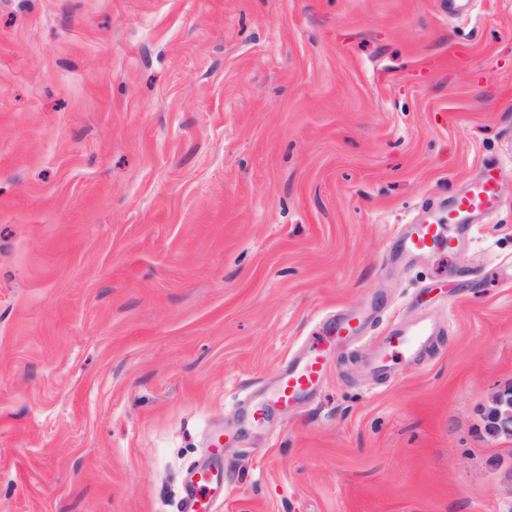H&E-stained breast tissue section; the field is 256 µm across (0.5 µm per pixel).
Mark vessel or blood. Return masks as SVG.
<instances>
[{
  "label": "vessel or blood",
  "mask_w": 512,
  "mask_h": 512,
  "mask_svg": "<svg viewBox=\"0 0 512 512\" xmlns=\"http://www.w3.org/2000/svg\"><path fill=\"white\" fill-rule=\"evenodd\" d=\"M496 180L489 175L473 181L466 192L452 203L447 218L414 225L411 233L401 239V248L408 254H422L436 247L456 251L460 240L472 229L474 217L490 212L498 200ZM362 320L358 315L346 314L334 325L323 328L309 342L304 356L289 364L278 382L271 404L287 408L305 394L317 389L322 380L328 359L340 346L358 339ZM432 329L420 323L407 331L387 336L370 360L374 371L385 372L399 360L414 357L430 340ZM270 404V405H271ZM224 491L220 473L214 472L209 463L198 465L187 484L183 496V512H213L212 503Z\"/></svg>",
  "instance_id": "vessel-or-blood-1"
}]
</instances>
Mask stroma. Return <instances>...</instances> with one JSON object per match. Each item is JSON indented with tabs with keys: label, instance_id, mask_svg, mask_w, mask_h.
Returning a JSON list of instances; mask_svg holds the SVG:
<instances>
[{
	"label": "stroma",
	"instance_id": "35a3bbf8",
	"mask_svg": "<svg viewBox=\"0 0 512 512\" xmlns=\"http://www.w3.org/2000/svg\"><path fill=\"white\" fill-rule=\"evenodd\" d=\"M472 3L0 0V512H180L217 432L216 512H512V0ZM488 167L465 248L402 259ZM362 320L356 314H346L334 325L322 328L307 345L304 356L288 365L282 373L271 398V403L258 406L253 412L254 422L262 424L270 405L287 409L305 394L317 389L323 380L328 359L344 344L360 338ZM432 328L426 323H419L412 329L386 336L385 341L378 346L370 360L374 371L385 372L399 360L414 357L430 340ZM494 426L502 431H509L512 422V406L505 399L504 390L494 394L491 398V407L488 410Z\"/></svg>",
	"mask_w": 512,
	"mask_h": 512
}]
</instances>
